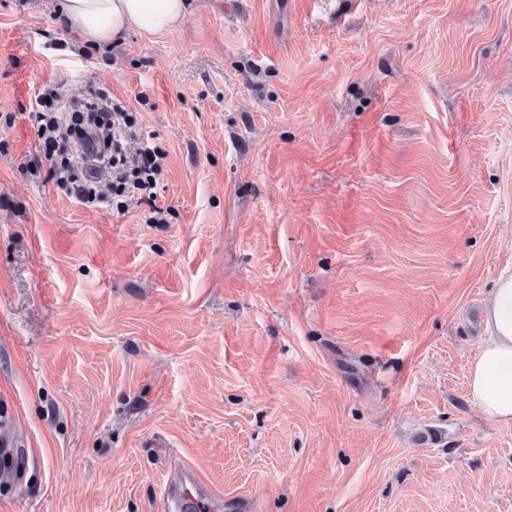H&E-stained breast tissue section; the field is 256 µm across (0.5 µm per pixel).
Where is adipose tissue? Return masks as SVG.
I'll return each mask as SVG.
<instances>
[{
    "instance_id": "obj_1",
    "label": "adipose tissue",
    "mask_w": 512,
    "mask_h": 512,
    "mask_svg": "<svg viewBox=\"0 0 512 512\" xmlns=\"http://www.w3.org/2000/svg\"><path fill=\"white\" fill-rule=\"evenodd\" d=\"M56 15L85 42L111 46L124 32L161 34L185 16L186 0H53ZM468 397L486 418L512 425V267L490 290L479 352L468 365Z\"/></svg>"
}]
</instances>
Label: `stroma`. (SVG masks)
Returning a JSON list of instances; mask_svg holds the SVG:
<instances>
[{
  "instance_id": "obj_1",
  "label": "stroma",
  "mask_w": 512,
  "mask_h": 512,
  "mask_svg": "<svg viewBox=\"0 0 512 512\" xmlns=\"http://www.w3.org/2000/svg\"><path fill=\"white\" fill-rule=\"evenodd\" d=\"M82 41L0 0V512H512V425L468 398L512 265V0H190ZM126 102L153 194L80 206L34 96ZM17 473L14 441L7 424H0V479H13ZM201 488L196 473L183 469L177 479L165 483L163 493L168 504L174 505L175 512H198Z\"/></svg>"
}]
</instances>
